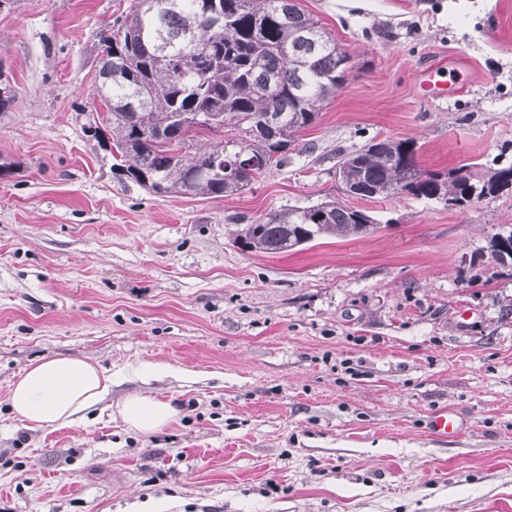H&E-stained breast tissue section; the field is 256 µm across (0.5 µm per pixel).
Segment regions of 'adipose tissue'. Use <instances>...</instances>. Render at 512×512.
I'll return each instance as SVG.
<instances>
[{
	"label": "adipose tissue",
	"mask_w": 512,
	"mask_h": 512,
	"mask_svg": "<svg viewBox=\"0 0 512 512\" xmlns=\"http://www.w3.org/2000/svg\"><path fill=\"white\" fill-rule=\"evenodd\" d=\"M112 378L82 360L50 358L34 362L12 384L11 409L40 428H57L84 418L109 392ZM126 427L151 435L174 422L178 410L171 402L132 394L117 405Z\"/></svg>",
	"instance_id": "adipose-tissue-1"
}]
</instances>
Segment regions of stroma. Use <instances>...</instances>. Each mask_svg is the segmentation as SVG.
I'll return each instance as SVG.
<instances>
[{
  "instance_id": "1",
  "label": "stroma",
  "mask_w": 512,
  "mask_h": 512,
  "mask_svg": "<svg viewBox=\"0 0 512 512\" xmlns=\"http://www.w3.org/2000/svg\"><path fill=\"white\" fill-rule=\"evenodd\" d=\"M132 0H8L0 70V512H512V192L449 210L364 202L379 225L295 253L241 249L268 211L338 195L337 155L411 137L420 168L512 162V0H300L350 55L288 160L243 193L156 196L83 132L97 34ZM467 74L448 101L422 67ZM47 357L112 376L86 419L41 429L13 381ZM139 393L180 419L149 437ZM467 421L429 436L430 412ZM509 231L495 234L489 241V249L493 257L502 265L512 263V225ZM117 414L126 427L141 435H151L174 422L179 410L169 401L132 394L117 405ZM466 429L462 413L453 408H440L432 411L427 419L429 434L437 439H458Z\"/></svg>"
}]
</instances>
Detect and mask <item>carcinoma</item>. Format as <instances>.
Here are the masks:
<instances>
[{"instance_id": "1", "label": "carcinoma", "mask_w": 512, "mask_h": 512, "mask_svg": "<svg viewBox=\"0 0 512 512\" xmlns=\"http://www.w3.org/2000/svg\"><path fill=\"white\" fill-rule=\"evenodd\" d=\"M99 42L103 115L84 130L113 141L118 176L159 195L243 192L288 157L350 74V57L299 0H134ZM209 133L230 138L199 144ZM416 153L414 139L385 137L342 154L340 197L274 209L236 240L260 253L296 251L375 232L369 211L350 199L410 195L454 209L512 190V164L443 175L421 169ZM489 249L512 262V229Z\"/></svg>"}]
</instances>
